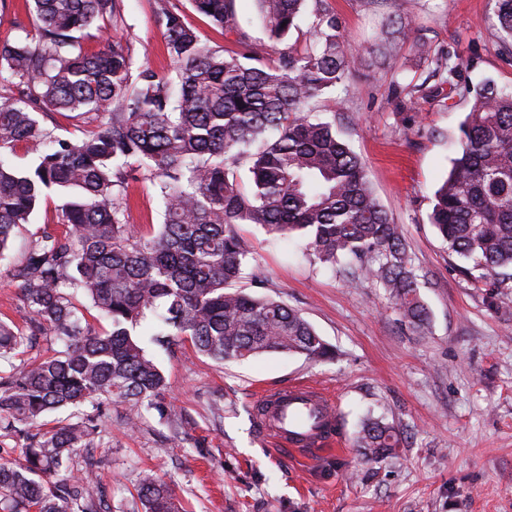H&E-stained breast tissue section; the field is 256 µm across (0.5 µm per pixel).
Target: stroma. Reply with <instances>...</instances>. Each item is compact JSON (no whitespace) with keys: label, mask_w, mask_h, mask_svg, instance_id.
<instances>
[{"label":"stroma","mask_w":512,"mask_h":512,"mask_svg":"<svg viewBox=\"0 0 512 512\" xmlns=\"http://www.w3.org/2000/svg\"><path fill=\"white\" fill-rule=\"evenodd\" d=\"M173 2L202 42L258 53L267 64L290 45L308 44L312 9L335 15L358 60L345 83L312 108L365 161L376 196L404 225L432 333L402 324L382 288L368 280L351 287L299 239L238 225L256 258L244 291L296 309L334 357L272 353L221 364L193 355L186 343L153 348L175 418L126 402L105 406L91 458L74 464L75 480L98 488L114 512H142L136 489L145 471L171 484L183 512H512V287L463 268L429 220L471 108L431 78V58L452 57L459 83L512 87V47L496 24L495 0H403L394 18L383 0H308L282 42L267 37L256 0L234 2L242 40L220 33L189 0ZM155 7L156 0H124L110 36L130 47L136 63L169 75ZM391 26L409 36L383 66L371 47ZM123 201L137 230L161 223L156 191L140 175L129 178ZM60 203L55 195L42 201L0 260V317L23 330L30 313L13 268L33 233L59 230ZM306 380L333 396L343 450L303 469L263 446L252 407L257 387ZM369 412L402 436L400 448L379 460L355 446Z\"/></svg>","instance_id":"35a3bbf8"}]
</instances>
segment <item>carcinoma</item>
Wrapping results in <instances>:
<instances>
[{
  "label": "carcinoma",
  "mask_w": 512,
  "mask_h": 512,
  "mask_svg": "<svg viewBox=\"0 0 512 512\" xmlns=\"http://www.w3.org/2000/svg\"><path fill=\"white\" fill-rule=\"evenodd\" d=\"M33 31L0 45V256L41 200L62 199L64 229L33 234L13 276L31 313L29 332L0 320V425L26 437L23 460L0 464V512H112L97 492L70 482L73 461L92 444L96 419L112 402H133L162 418L167 382L141 337L164 349L189 341L218 363L265 353L327 359L332 348L285 303L244 292L238 283L250 251L236 225L258 224L297 237L323 264L384 289L400 320L420 334L430 315L420 294L403 227L382 207L363 160L308 103L343 83L354 64L336 17L315 13L312 43L289 47L275 66L250 64L199 40L179 8L159 0L156 22L176 80L135 63L114 40L97 51L80 38L120 15L122 0H26ZM223 32L242 34L234 0H190ZM269 39L298 28L307 0H257ZM512 39V0H496ZM398 28L373 49L392 57ZM449 93L468 97L459 150L433 197L431 224L448 251L497 284L512 278V90L455 82L457 65L434 60ZM101 123L75 139L40 124L39 115ZM35 155L20 169L18 146ZM151 181L163 221L149 237L132 230L120 202L128 177ZM89 305L80 302V298ZM104 319L110 329H101ZM46 330L59 348L12 363ZM49 430L24 428L49 413ZM399 444L394 425L369 418L356 447L366 458ZM54 482L47 483L48 479ZM143 512H179L175 493L152 476L139 483Z\"/></svg>",
  "instance_id": "1"
}]
</instances>
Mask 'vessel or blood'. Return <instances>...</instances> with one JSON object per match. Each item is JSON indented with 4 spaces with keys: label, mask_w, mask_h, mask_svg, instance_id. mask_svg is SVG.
<instances>
[{
    "label": "vessel or blood",
    "mask_w": 512,
    "mask_h": 512,
    "mask_svg": "<svg viewBox=\"0 0 512 512\" xmlns=\"http://www.w3.org/2000/svg\"><path fill=\"white\" fill-rule=\"evenodd\" d=\"M336 406L316 384L301 382L261 391L254 422L261 441L316 463L341 445Z\"/></svg>",
    "instance_id": "vessel-or-blood-1"
}]
</instances>
